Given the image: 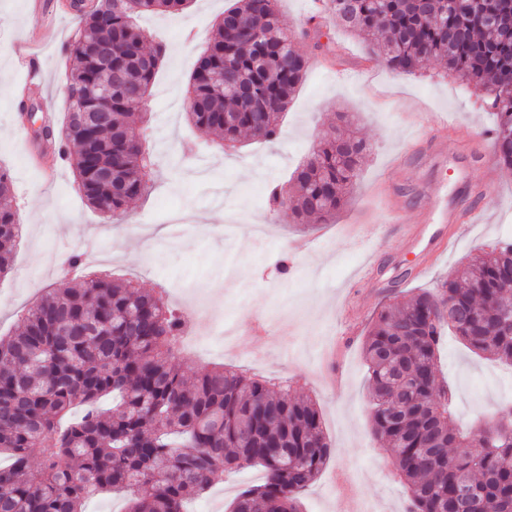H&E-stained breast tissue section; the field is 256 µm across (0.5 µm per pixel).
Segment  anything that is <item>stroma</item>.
Masks as SVG:
<instances>
[{
  "label": "stroma",
  "mask_w": 512,
  "mask_h": 512,
  "mask_svg": "<svg viewBox=\"0 0 512 512\" xmlns=\"http://www.w3.org/2000/svg\"><path fill=\"white\" fill-rule=\"evenodd\" d=\"M28 2L0 0V168L14 181L12 205L25 229L11 272L0 278V337L17 332L26 310L63 279L97 270L133 279L149 293L165 294L174 309L196 307L176 362L197 370L232 365L287 381L289 395L316 401L332 455L303 496L304 512H407L393 460L373 436L362 342L391 284L406 292L435 287L471 254L512 239V168L497 159L490 136L496 117L486 95L435 61L412 75L395 71L370 58L365 41L338 28L330 15L310 29L315 0H279L281 23L295 33L306 60L305 76L281 117L278 140L247 139L224 149L215 135L188 124L183 95L229 0H191L179 13L143 16L140 25L167 44L147 110L154 187L131 205L123 223L113 224L86 205L69 165L47 182L25 160L30 140L14 108L24 77L16 53L40 56L44 76L31 100L62 127L73 65L66 46L75 26L65 0H44L56 22L53 37L40 38L42 18ZM413 112L421 113V123L410 120ZM443 114L458 125L442 140L444 167L416 149L431 136L433 117ZM333 126L370 147L335 222L271 209L270 187H290L294 170ZM485 168L493 180L475 201L478 216L447 252L429 258L423 276L408 277L416 250L399 239L384 203L398 202L405 223L426 222L422 187L438 188L452 202ZM235 213L246 222L233 230L202 221ZM252 220L265 224L263 237L252 234ZM75 251L88 258L72 270L65 260ZM284 258L293 265L286 276L278 268ZM228 321L239 332L258 326L262 333L241 349L224 339ZM508 371L456 336H444L437 374L452 390L457 424L469 427L488 416L497 392L512 391ZM263 481L259 467L224 474L190 508L227 512L241 489Z\"/></svg>",
  "instance_id": "1"
}]
</instances>
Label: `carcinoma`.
I'll use <instances>...</instances> for the list:
<instances>
[{"label": "carcinoma", "mask_w": 512, "mask_h": 512, "mask_svg": "<svg viewBox=\"0 0 512 512\" xmlns=\"http://www.w3.org/2000/svg\"><path fill=\"white\" fill-rule=\"evenodd\" d=\"M190 0H101L98 14H74V58L66 86L72 104L60 151L89 207L120 223L151 189L144 98L166 45L135 23L141 13L176 12ZM331 0L336 25L369 42L389 67L413 74L434 59L487 94L500 163L512 167V0ZM112 54L121 73L112 111L92 126L75 118L94 106L90 88L108 78ZM306 70L277 0H234L214 27L189 79L194 128L235 146L280 135ZM78 146L68 152L67 143ZM366 144L325 133L293 178L271 200L295 217L328 224L357 182ZM12 181L0 170V277L12 269L21 229ZM512 288V241L483 251L437 287L396 296L371 322L363 343L370 418L387 445L410 500L408 512H452L457 484L473 490L478 512H512V406L503 421L463 431L452 420L448 385L437 380V352L451 330L474 353L512 364V324L501 312ZM448 305L449 317L441 307ZM184 316L132 280L94 276L56 288L31 307L18 333L0 339V512H83L104 490L127 492L129 512H184L224 473L252 465L265 481L242 490L230 512H303L301 497L330 459L317 404L288 397V387L224 366L201 372L172 362ZM79 406L82 413L67 422ZM491 447L472 450L476 433ZM42 449L39 478L30 458Z\"/></svg>", "instance_id": "obj_1"}]
</instances>
